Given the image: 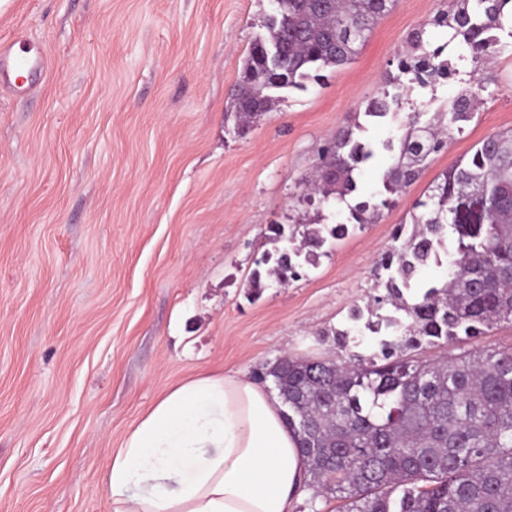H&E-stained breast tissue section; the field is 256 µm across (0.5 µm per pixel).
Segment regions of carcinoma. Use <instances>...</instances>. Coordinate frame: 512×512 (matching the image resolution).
Instances as JSON below:
<instances>
[{"instance_id":"cac0c4a2","label":"carcinoma","mask_w":512,"mask_h":512,"mask_svg":"<svg viewBox=\"0 0 512 512\" xmlns=\"http://www.w3.org/2000/svg\"><path fill=\"white\" fill-rule=\"evenodd\" d=\"M275 14L252 43L228 111L237 133L271 111L280 93L305 90L322 72L349 63L375 22L397 0H274ZM449 39L431 40L428 28ZM410 50L397 58L398 74L368 101L364 115L384 118L402 108L406 86L426 87L457 74L445 50L476 64L512 53V0H456L414 30ZM473 86L435 110L423 104L406 113L398 134L382 142L393 163L382 173L380 202L362 201L329 234L374 223L427 167L432 155L463 135L479 111ZM376 155L372 144L340 130L322 148L302 199L342 202L357 189L355 175ZM412 230L400 224L376 266L377 287L365 306L349 313L353 326L335 332L336 344L361 345L368 331L379 348L348 360L284 358L260 375L271 380L288 424L297 435L310 485L342 502L341 512H512V350H463L433 363L406 358L407 349L448 345L512 322V134L480 141L463 163L437 177L413 205ZM269 238L284 242L277 258L266 253L250 279L279 285L300 276L326 242L323 227L306 225L302 244L281 224ZM444 279L414 295L406 292L420 268L439 256L448 236ZM390 305L404 317L383 315Z\"/></svg>"}]
</instances>
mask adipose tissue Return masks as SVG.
Returning <instances> with one entry per match:
<instances>
[{
  "label": "adipose tissue",
  "mask_w": 512,
  "mask_h": 512,
  "mask_svg": "<svg viewBox=\"0 0 512 512\" xmlns=\"http://www.w3.org/2000/svg\"><path fill=\"white\" fill-rule=\"evenodd\" d=\"M282 404L243 375L163 392L113 449V512H293L305 465Z\"/></svg>",
  "instance_id": "obj_1"
}]
</instances>
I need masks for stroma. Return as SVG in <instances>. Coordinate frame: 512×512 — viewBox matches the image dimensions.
<instances>
[{"instance_id": "35a3bbf8", "label": "stroma", "mask_w": 512, "mask_h": 512, "mask_svg": "<svg viewBox=\"0 0 512 512\" xmlns=\"http://www.w3.org/2000/svg\"><path fill=\"white\" fill-rule=\"evenodd\" d=\"M452 5L398 0L351 63L240 135L225 111L273 0H12L0 13V41H38L49 61L29 94L0 87V512H112V450L198 373L347 358L335 332L365 305L392 230L438 175L512 129V54L410 91L441 103L474 76L484 105L375 223L327 239L288 284L254 294L248 281L273 248L268 225L331 227L379 188L384 150L345 202L301 199L339 129L378 144L400 125L364 108L408 34ZM476 344L512 348V324L413 357Z\"/></svg>"}]
</instances>
